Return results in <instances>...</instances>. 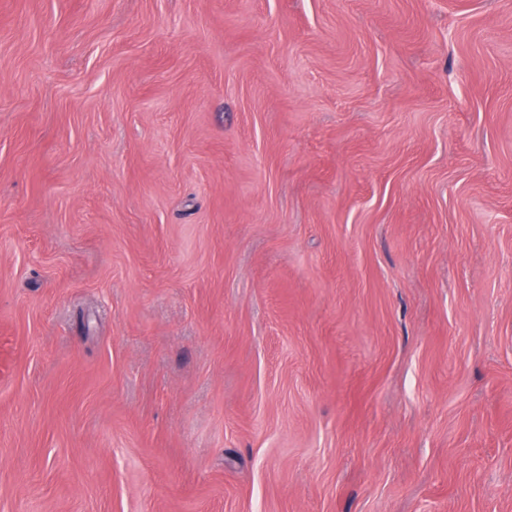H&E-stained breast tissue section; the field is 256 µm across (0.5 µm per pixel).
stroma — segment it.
Returning <instances> with one entry per match:
<instances>
[{
  "mask_svg": "<svg viewBox=\"0 0 512 512\" xmlns=\"http://www.w3.org/2000/svg\"><path fill=\"white\" fill-rule=\"evenodd\" d=\"M0 512H512V0H0Z\"/></svg>",
  "mask_w": 512,
  "mask_h": 512,
  "instance_id": "obj_1",
  "label": "stroma"
}]
</instances>
